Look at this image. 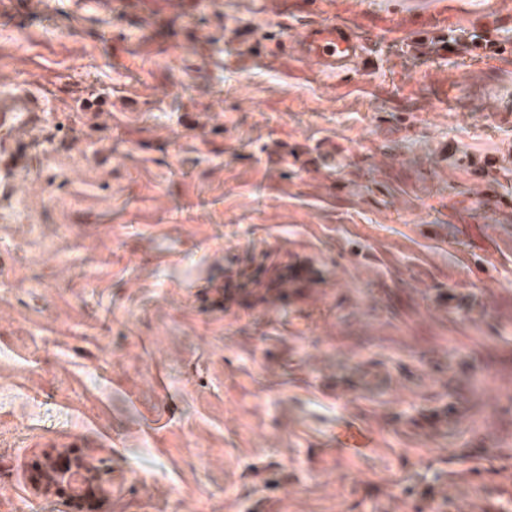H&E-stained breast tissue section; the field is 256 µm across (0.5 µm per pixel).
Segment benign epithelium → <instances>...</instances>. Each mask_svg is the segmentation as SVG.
Masks as SVG:
<instances>
[{
    "mask_svg": "<svg viewBox=\"0 0 512 512\" xmlns=\"http://www.w3.org/2000/svg\"><path fill=\"white\" fill-rule=\"evenodd\" d=\"M34 464L30 476L33 487L60 499L74 501L90 487L99 499L110 493L111 474L91 467L81 453L60 455L54 451L44 452Z\"/></svg>",
    "mask_w": 512,
    "mask_h": 512,
    "instance_id": "benign-epithelium-1",
    "label": "benign epithelium"
}]
</instances>
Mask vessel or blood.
<instances>
[{
  "label": "vessel or blood",
  "instance_id": "vessel-or-blood-1",
  "mask_svg": "<svg viewBox=\"0 0 512 512\" xmlns=\"http://www.w3.org/2000/svg\"><path fill=\"white\" fill-rule=\"evenodd\" d=\"M291 46L303 60L330 75L349 74L366 54L364 41L338 23H307L297 32ZM44 109L42 99L35 93L1 94L0 132L6 134L31 124ZM334 444L337 450L357 455L371 448V434L364 428L346 427L337 433Z\"/></svg>",
  "mask_w": 512,
  "mask_h": 512
}]
</instances>
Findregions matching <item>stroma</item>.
I'll list each match as a JSON object with an SVG mask.
<instances>
[{"label": "stroma", "mask_w": 512, "mask_h": 512, "mask_svg": "<svg viewBox=\"0 0 512 512\" xmlns=\"http://www.w3.org/2000/svg\"><path fill=\"white\" fill-rule=\"evenodd\" d=\"M169 2L0 19V92L47 102L0 137V512H73L28 470L71 436L112 473L101 512L497 501L462 473L480 441L512 465V108L475 93L512 97V55L404 46L512 26V0ZM311 21L346 24L367 58L333 76L274 49ZM80 89L108 101L84 111ZM488 153L500 171L474 175ZM272 256L298 275L287 296L219 304ZM485 357L469 411L418 421ZM350 419L370 452L332 449Z\"/></svg>", "instance_id": "35a3bbf8"}]
</instances>
